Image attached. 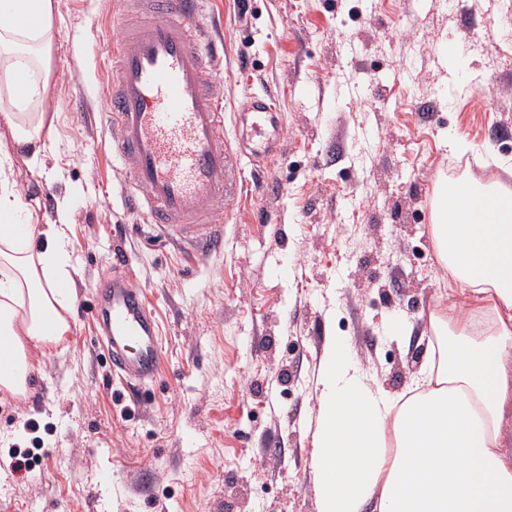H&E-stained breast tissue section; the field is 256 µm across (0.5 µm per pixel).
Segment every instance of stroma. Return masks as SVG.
<instances>
[{"instance_id": "35a3bbf8", "label": "stroma", "mask_w": 512, "mask_h": 512, "mask_svg": "<svg viewBox=\"0 0 512 512\" xmlns=\"http://www.w3.org/2000/svg\"><path fill=\"white\" fill-rule=\"evenodd\" d=\"M121 0H59L46 102L56 133L42 216L69 196L76 326L42 356L27 396L0 398V512H319L311 484L328 336L368 377L406 392L447 293L430 236L443 177L512 172V60L504 0H204L222 38L226 113L265 92L284 128L266 174L243 164L224 243L203 258L140 225L108 148L107 44ZM461 41L464 63L448 61ZM468 149L448 152L449 138ZM117 272L142 291L161 340L153 384L112 376L92 316ZM410 335L385 334L393 317Z\"/></svg>"}]
</instances>
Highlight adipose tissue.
Wrapping results in <instances>:
<instances>
[{"mask_svg": "<svg viewBox=\"0 0 512 512\" xmlns=\"http://www.w3.org/2000/svg\"><path fill=\"white\" fill-rule=\"evenodd\" d=\"M56 13L57 0H0V393L13 397L29 389L34 351L64 345L75 325L69 202L55 198L53 218L40 220L14 169L19 159L49 176ZM431 231L454 286L428 315L413 394L390 396L346 337L327 339L311 457L320 512H512V190L441 180Z\"/></svg>", "mask_w": 512, "mask_h": 512, "instance_id": "obj_1", "label": "adipose tissue"}]
</instances>
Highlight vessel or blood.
<instances>
[{"label":"vessel or blood","mask_w":512,"mask_h":512,"mask_svg":"<svg viewBox=\"0 0 512 512\" xmlns=\"http://www.w3.org/2000/svg\"><path fill=\"white\" fill-rule=\"evenodd\" d=\"M121 39L110 47L109 148L126 170V206L143 223L205 254L224 241L218 207L241 195L237 160L268 163L277 153L280 110L267 95L252 96L236 115L244 139L224 138V90L213 75L218 48L201 41V0H129ZM112 371L133 386L152 382L159 343L152 314L119 275L96 284Z\"/></svg>","instance_id":"1"}]
</instances>
